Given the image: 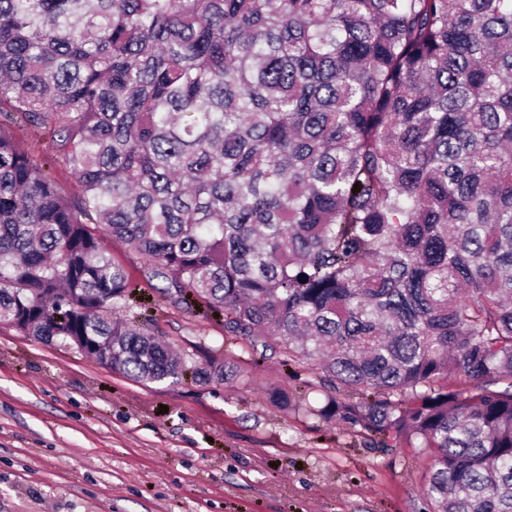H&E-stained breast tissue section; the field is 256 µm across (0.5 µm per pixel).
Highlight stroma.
<instances>
[{"label":"stroma","mask_w":512,"mask_h":512,"mask_svg":"<svg viewBox=\"0 0 512 512\" xmlns=\"http://www.w3.org/2000/svg\"><path fill=\"white\" fill-rule=\"evenodd\" d=\"M7 129L78 198L44 129L20 120ZM105 247L127 274L140 323L238 372L137 382L0 324V512H428L430 456L319 420L326 390L315 372L259 357L222 322L174 304L129 246ZM275 388L294 394L296 408L271 402Z\"/></svg>","instance_id":"obj_1"}]
</instances>
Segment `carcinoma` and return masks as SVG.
<instances>
[{
	"label": "carcinoma",
	"instance_id": "cac0c4a2",
	"mask_svg": "<svg viewBox=\"0 0 512 512\" xmlns=\"http://www.w3.org/2000/svg\"><path fill=\"white\" fill-rule=\"evenodd\" d=\"M0 323L160 383L224 378L124 312L95 225L175 303L308 362L315 415L512 512V0H0ZM359 191L352 192V189ZM2 123L7 125L8 131L15 140L29 153L33 160L43 165L49 157L56 155L50 135L42 128L35 127L24 121L11 122L2 116ZM45 168L50 170L63 194L69 196L73 200L78 198L80 195L78 179L73 174L70 167L63 162L60 157L53 162L51 167L46 165Z\"/></svg>",
	"mask_w": 512,
	"mask_h": 512
}]
</instances>
